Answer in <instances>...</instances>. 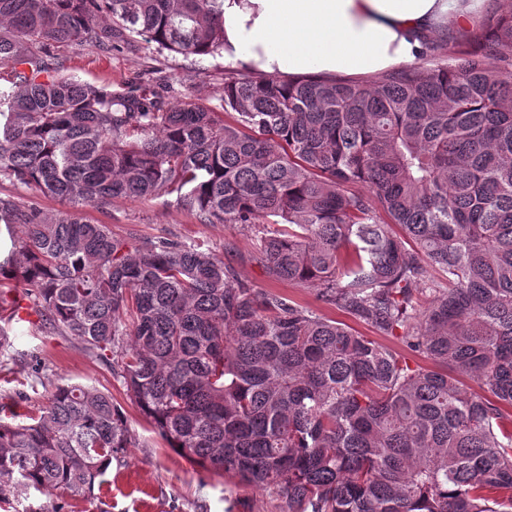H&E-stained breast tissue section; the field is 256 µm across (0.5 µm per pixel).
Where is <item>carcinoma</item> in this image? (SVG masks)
<instances>
[{
    "mask_svg": "<svg viewBox=\"0 0 512 512\" xmlns=\"http://www.w3.org/2000/svg\"><path fill=\"white\" fill-rule=\"evenodd\" d=\"M224 54V0H0V364L20 307L112 369L168 447L278 512H512V3L369 81L224 79V111L61 73L56 49ZM171 197L237 224L275 283L194 243L132 245L76 209ZM471 379L486 387L477 395ZM135 437L112 395L53 382L0 418V501L89 502ZM0 195L1 197L7 195L21 197L25 203L36 207L45 214L56 213L57 211L68 208L67 205L62 204L54 198L44 197L40 194L17 188L8 182H0Z\"/></svg>",
    "mask_w": 512,
    "mask_h": 512,
    "instance_id": "obj_1",
    "label": "carcinoma"
}]
</instances>
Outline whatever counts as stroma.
I'll return each mask as SVG.
<instances>
[{"label":"stroma","instance_id":"stroma-1","mask_svg":"<svg viewBox=\"0 0 512 512\" xmlns=\"http://www.w3.org/2000/svg\"><path fill=\"white\" fill-rule=\"evenodd\" d=\"M65 73L109 84L122 92L136 84L177 99L189 96L214 111L224 109L223 57L183 56L157 52L143 38H134L120 51L86 44L59 49ZM85 219L108 225L113 235L131 242L175 240L198 244L223 257L240 276L259 289L271 288L261 266L252 261V244L235 224H204L178 208L168 197L139 202L112 201L106 207H83ZM10 338L16 354L0 367V397L24 392L29 404L43 399L34 385L32 365L41 362L50 380L87 383L110 392L122 406L137 445L129 449L124 465H113L96 495L98 506L88 512H225L222 477L202 472L175 450L165 447L129 400L110 368L71 337L40 324H13Z\"/></svg>","mask_w":512,"mask_h":512}]
</instances>
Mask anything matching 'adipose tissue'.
I'll return each instance as SVG.
<instances>
[{
    "instance_id": "adipose-tissue-1",
    "label": "adipose tissue",
    "mask_w": 512,
    "mask_h": 512,
    "mask_svg": "<svg viewBox=\"0 0 512 512\" xmlns=\"http://www.w3.org/2000/svg\"><path fill=\"white\" fill-rule=\"evenodd\" d=\"M479 0H224V62L277 77L357 79L418 61L474 28Z\"/></svg>"
}]
</instances>
